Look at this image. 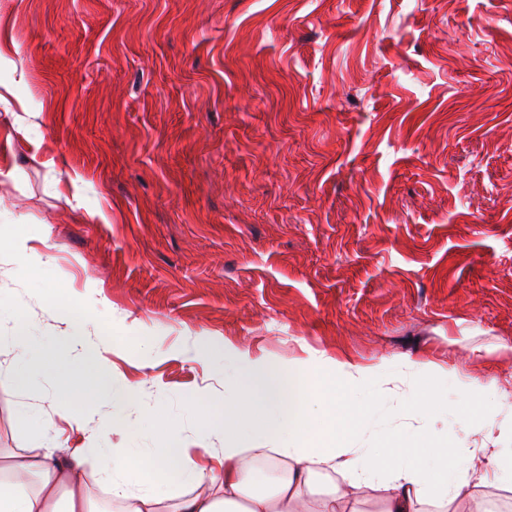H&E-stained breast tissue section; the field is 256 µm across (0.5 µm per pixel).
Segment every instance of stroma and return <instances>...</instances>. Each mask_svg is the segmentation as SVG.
Segmentation results:
<instances>
[{"label":"stroma","mask_w":512,"mask_h":512,"mask_svg":"<svg viewBox=\"0 0 512 512\" xmlns=\"http://www.w3.org/2000/svg\"><path fill=\"white\" fill-rule=\"evenodd\" d=\"M0 300L16 330L69 321L110 345L69 387L16 391L0 356V455L41 418L83 448H222L225 342L280 367L313 351L424 355L369 448L457 447L484 406L447 383L512 345V0H0ZM63 295L49 306L54 289ZM124 382L133 398L112 404ZM78 406L86 429L61 417ZM395 414L403 419H425L436 415L434 398L423 394H412L404 404L395 407Z\"/></svg>","instance_id":"stroma-1"}]
</instances>
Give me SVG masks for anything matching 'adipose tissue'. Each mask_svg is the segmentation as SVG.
Segmentation results:
<instances>
[{"mask_svg":"<svg viewBox=\"0 0 512 512\" xmlns=\"http://www.w3.org/2000/svg\"><path fill=\"white\" fill-rule=\"evenodd\" d=\"M2 353L11 357L16 385L26 383L35 364L60 383L71 378L30 335L0 338ZM224 358L248 381L224 399L223 448L205 465L165 448L113 449L116 463L102 465L97 482L114 512H358L369 490L381 491L380 512H424L428 505L485 512L470 506V488L512 482V453L499 446L512 436V398L496 376L448 371L487 404L488 424L465 426V445L390 446L376 456L357 442L367 407L356 391L379 381L376 400L384 402L410 385L424 361L400 356L394 370L380 373L347 358L312 355L308 380L286 385L276 367L247 350L225 345ZM311 401L322 408L314 425L305 414ZM53 426L43 423L50 442L14 454L10 478L0 480V512H93L85 462L101 451L69 447ZM166 472L178 473L187 493L161 486L156 477Z\"/></svg>","mask_w":512,"mask_h":512,"instance_id":"adipose-tissue-1","label":"adipose tissue"}]
</instances>
